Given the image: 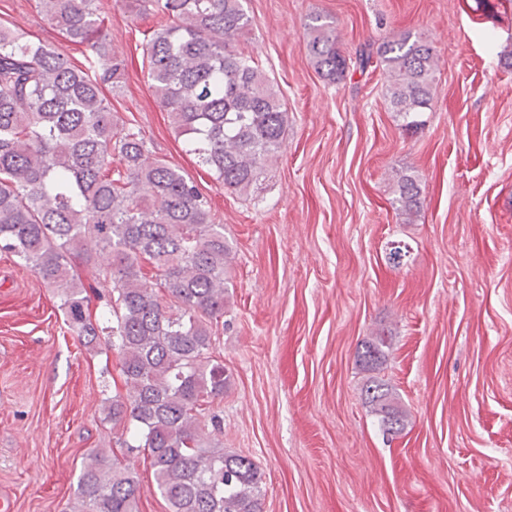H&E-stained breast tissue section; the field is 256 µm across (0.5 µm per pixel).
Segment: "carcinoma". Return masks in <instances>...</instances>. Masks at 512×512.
Returning <instances> with one entry per match:
<instances>
[{
    "instance_id": "carcinoma-1",
    "label": "carcinoma",
    "mask_w": 512,
    "mask_h": 512,
    "mask_svg": "<svg viewBox=\"0 0 512 512\" xmlns=\"http://www.w3.org/2000/svg\"><path fill=\"white\" fill-rule=\"evenodd\" d=\"M95 2L38 0L58 33L83 47L80 66L0 23V249L60 290L66 320L85 344L102 343L118 357L125 391L104 399L103 420L119 447L147 453L169 512H264L258 466L215 440L223 417L213 406L229 384L213 358L231 286L224 225L194 181L150 157L141 132L114 119L105 90L122 86L127 61L110 47ZM115 3L131 13L158 5L165 22L143 48L154 97L216 182L249 194L283 145L287 113L258 61L235 49L255 25L243 0ZM305 30L318 72L342 79L349 58L333 21L314 14ZM375 55L393 111L405 128L420 126L434 89L431 42L404 33L362 48L357 61L365 67ZM393 206L406 223L420 212L413 178H400ZM81 264L99 266L98 277L83 279ZM94 299L112 325L93 318ZM388 345L384 336L365 343V365H378ZM361 393L383 433L401 434L404 414L388 384L371 378ZM110 448L83 464L76 512H139L144 487Z\"/></svg>"
}]
</instances>
